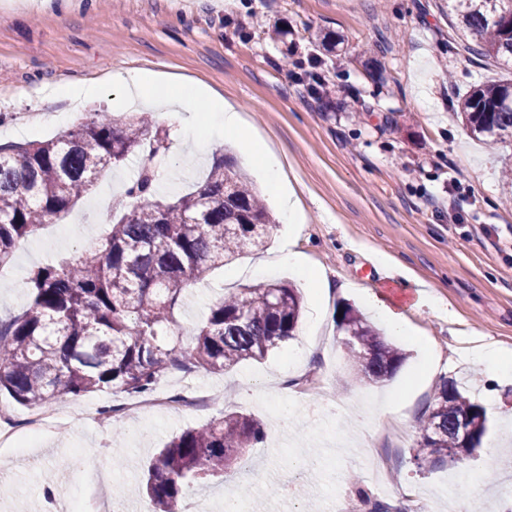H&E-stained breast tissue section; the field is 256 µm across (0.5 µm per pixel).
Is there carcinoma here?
<instances>
[{"instance_id": "obj_1", "label": "carcinoma", "mask_w": 512, "mask_h": 512, "mask_svg": "<svg viewBox=\"0 0 512 512\" xmlns=\"http://www.w3.org/2000/svg\"><path fill=\"white\" fill-rule=\"evenodd\" d=\"M448 8L455 50L512 61V0H448ZM459 115L474 137L512 142V79L472 87ZM159 133L157 121L140 112L118 120L95 109L52 139L0 143V266L20 239L68 212L106 168L142 153ZM153 195V174L144 166L126 189L133 204L101 243L76 264L31 270L27 308L0 319V393L30 407L106 390L143 394L172 367L223 371L263 359L295 336L298 291L272 283L223 295L194 342L183 344L174 321L183 287L248 248L264 247L269 216L224 152L194 191L168 203L151 201ZM339 312L337 331L349 337V380L388 378L404 354L351 305ZM486 430L484 407L445 380L420 424L414 460L445 463L450 448L469 454ZM263 439L261 424L237 411L175 436L145 476L151 512H183L190 487L223 479L242 451Z\"/></svg>"}]
</instances>
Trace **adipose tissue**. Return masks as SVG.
I'll list each match as a JSON object with an SVG mask.
<instances>
[{"instance_id": "obj_1", "label": "adipose tissue", "mask_w": 512, "mask_h": 512, "mask_svg": "<svg viewBox=\"0 0 512 512\" xmlns=\"http://www.w3.org/2000/svg\"><path fill=\"white\" fill-rule=\"evenodd\" d=\"M118 84L124 95H145L151 98L156 111H167L172 100L183 103L180 112L171 116L178 127L197 126L198 114L194 105L206 112L207 130L212 134L234 133L244 140L248 151L263 171L266 185L277 202L280 223H298L301 200L293 189L284 185L282 163L270 143L252 132L242 112L212 89L185 83H169L146 70H133L119 76ZM201 111V112H202Z\"/></svg>"}]
</instances>
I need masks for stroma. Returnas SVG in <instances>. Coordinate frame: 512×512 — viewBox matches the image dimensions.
<instances>
[{"label": "stroma", "mask_w": 512, "mask_h": 512, "mask_svg": "<svg viewBox=\"0 0 512 512\" xmlns=\"http://www.w3.org/2000/svg\"><path fill=\"white\" fill-rule=\"evenodd\" d=\"M254 14L247 36L224 19ZM448 0H72L68 13L30 0H0V113L36 114L38 139L63 131L51 89L61 79L96 83L130 69L181 76L220 92L268 137L299 195L306 219L271 229L261 251H245L184 289L174 317L201 325L225 291L255 287L249 269L280 244L323 273L319 297L304 295L296 335L262 360L223 371L171 370L158 392L190 384L212 398L203 411L112 416L84 426L60 420L0 473V504L32 512L38 476L55 470L62 499L100 489L107 473L137 501L147 465L174 436L231 410L258 419L262 443L246 467L222 484L250 488L246 512H330L350 494L351 475L366 478L374 460L401 477L387 502L410 512L415 488L432 492L467 468L453 490L476 512L512 503V362L476 363L471 351L492 344L512 352V205L504 200L502 162L512 147L474 139L457 117V97L474 85L512 77V67L476 60L450 46ZM316 54L336 86L332 103L297 85L295 62ZM153 157L107 168L70 210L71 223L47 224L21 242L0 268V314L28 303L27 277L42 263L78 256L104 235L101 201L123 192L142 166L162 173L154 198L169 202L200 182L216 148L232 144L257 188L263 174L234 136L195 129L172 133ZM458 184L460 218L448 219V186ZM391 261L382 277L378 256ZM418 282L409 284L406 272ZM369 289L403 315L412 333L396 337L407 359L389 379L347 383L348 355L336 331L339 306L365 309ZM459 319L449 322V311ZM307 358H300V351ZM445 369L428 376L429 352ZM456 381L487 413L480 449L454 463L418 467V421L441 379ZM331 398L335 412L321 409ZM368 422L367 452L336 455L327 444L347 420Z\"/></svg>", "instance_id": "1"}]
</instances>
